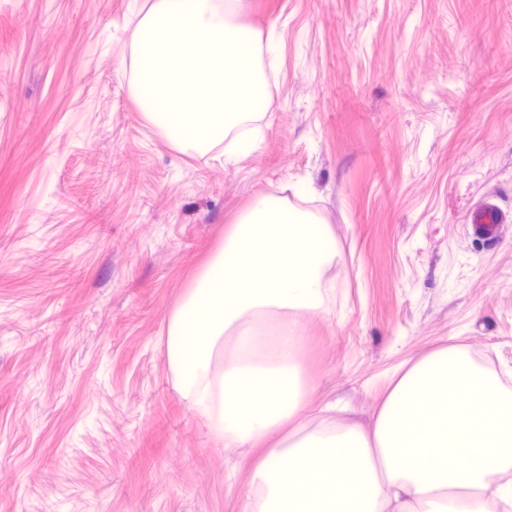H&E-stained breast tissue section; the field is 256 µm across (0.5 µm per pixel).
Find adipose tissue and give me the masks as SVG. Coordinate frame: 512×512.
Here are the masks:
<instances>
[{"label":"adipose tissue","instance_id":"ef3b65f1","mask_svg":"<svg viewBox=\"0 0 512 512\" xmlns=\"http://www.w3.org/2000/svg\"><path fill=\"white\" fill-rule=\"evenodd\" d=\"M335 255L324 225L262 201L228 227L169 317L181 400L225 447L258 452L243 512H438L453 501L512 512V396L463 346L415 361L369 424L326 417L307 428L312 388L297 349L308 314L326 306L320 280Z\"/></svg>","mask_w":512,"mask_h":512}]
</instances>
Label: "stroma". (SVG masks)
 I'll list each match as a JSON object with an SVG mask.
<instances>
[{"label": "stroma", "mask_w": 512, "mask_h": 512, "mask_svg": "<svg viewBox=\"0 0 512 512\" xmlns=\"http://www.w3.org/2000/svg\"><path fill=\"white\" fill-rule=\"evenodd\" d=\"M153 2L0 0V512H242L247 451L180 399L164 340L267 197L336 240L298 354L316 408L368 421L451 344L512 392V0H239L267 105L230 161L137 105Z\"/></svg>", "instance_id": "1"}]
</instances>
